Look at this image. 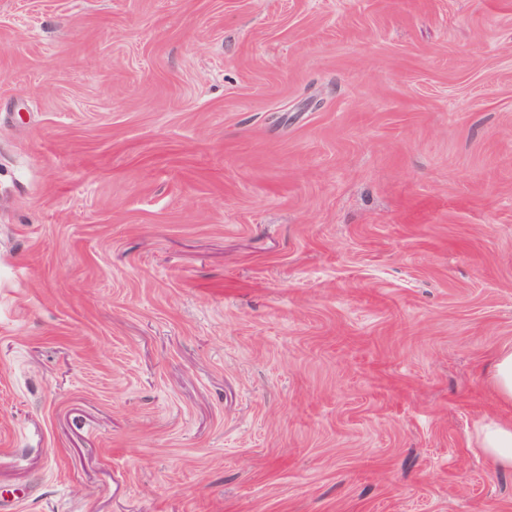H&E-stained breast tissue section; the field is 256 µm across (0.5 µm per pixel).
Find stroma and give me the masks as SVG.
<instances>
[{
  "label": "stroma",
  "mask_w": 512,
  "mask_h": 512,
  "mask_svg": "<svg viewBox=\"0 0 512 512\" xmlns=\"http://www.w3.org/2000/svg\"><path fill=\"white\" fill-rule=\"evenodd\" d=\"M512 0H0V512H512ZM491 388L497 399L512 404V348H504L496 360ZM477 448L497 467L512 469V423L489 419L479 428Z\"/></svg>",
  "instance_id": "stroma-1"
}]
</instances>
